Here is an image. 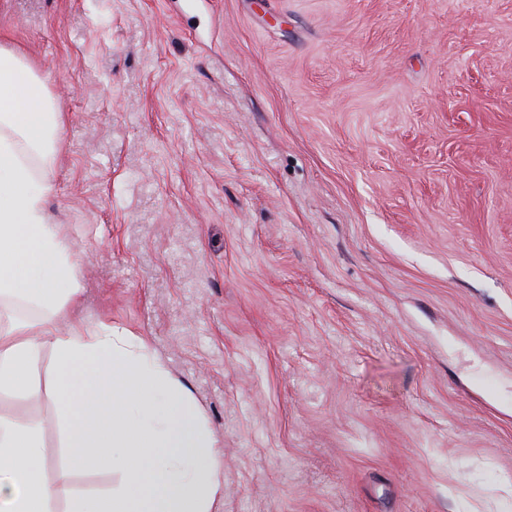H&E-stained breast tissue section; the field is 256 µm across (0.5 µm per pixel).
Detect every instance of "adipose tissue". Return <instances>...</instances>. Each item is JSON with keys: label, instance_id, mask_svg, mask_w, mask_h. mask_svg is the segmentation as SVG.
<instances>
[{"label": "adipose tissue", "instance_id": "ef3b65f1", "mask_svg": "<svg viewBox=\"0 0 512 512\" xmlns=\"http://www.w3.org/2000/svg\"><path fill=\"white\" fill-rule=\"evenodd\" d=\"M46 83L0 45V393L40 395L35 365L52 349L70 463L97 449L122 481L72 500L65 484L46 483L37 430L0 417V512H52L67 498L72 512H212L222 458L189 390L144 338L69 319L82 286L73 243L45 208L65 126Z\"/></svg>", "mask_w": 512, "mask_h": 512}]
</instances>
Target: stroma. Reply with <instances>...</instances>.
Segmentation results:
<instances>
[{
  "mask_svg": "<svg viewBox=\"0 0 512 512\" xmlns=\"http://www.w3.org/2000/svg\"><path fill=\"white\" fill-rule=\"evenodd\" d=\"M51 223L223 453L217 512H512V0H0ZM36 426L64 464L55 360Z\"/></svg>",
  "mask_w": 512,
  "mask_h": 512,
  "instance_id": "stroma-1",
  "label": "stroma"
}]
</instances>
